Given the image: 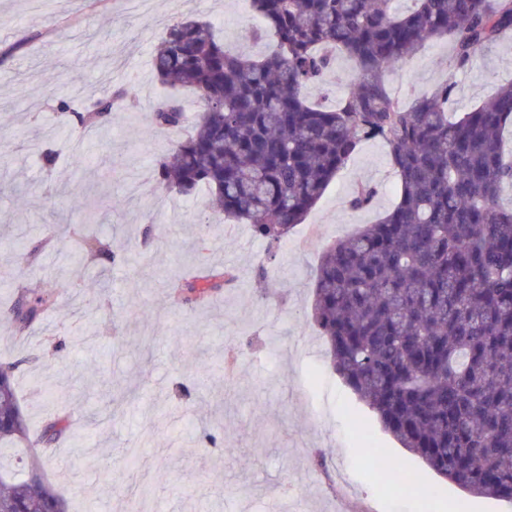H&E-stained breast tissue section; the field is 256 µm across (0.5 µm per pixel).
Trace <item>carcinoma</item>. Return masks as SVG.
Here are the masks:
<instances>
[{"instance_id": "1", "label": "carcinoma", "mask_w": 512, "mask_h": 512, "mask_svg": "<svg viewBox=\"0 0 512 512\" xmlns=\"http://www.w3.org/2000/svg\"><path fill=\"white\" fill-rule=\"evenodd\" d=\"M263 19L250 35L275 48L253 58L231 53L214 26L185 17L154 48L156 77L196 91L191 132L156 162V188L182 196L208 189V207L277 245L303 223L365 140L390 148L399 201L375 224L338 239L314 281L313 318L332 365L396 441L469 495L512 501V160L500 138L512 121V82L467 112L448 111L456 85L404 104L387 72L425 42L453 45L449 67L469 68L490 43L512 32V0H249ZM354 63L351 87L333 109L305 90L322 84L336 54ZM128 87L53 102L67 141L106 126L116 109H138ZM188 121L181 100L159 99L148 127L175 132ZM376 187L348 201L369 207ZM85 212L87 233L71 254L79 265L110 250L92 227L112 214ZM236 274L209 267L172 283L202 301ZM55 309L37 295L10 312L24 340ZM16 363L0 364V445L28 439L16 394ZM369 475L411 491L421 483L384 448H367ZM38 456L0 469V512H64Z\"/></svg>"}]
</instances>
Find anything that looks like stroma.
<instances>
[{
  "instance_id": "1",
  "label": "stroma",
  "mask_w": 512,
  "mask_h": 512,
  "mask_svg": "<svg viewBox=\"0 0 512 512\" xmlns=\"http://www.w3.org/2000/svg\"><path fill=\"white\" fill-rule=\"evenodd\" d=\"M193 15L211 21L233 51L259 20L238 0H0V310L46 291L57 308L19 342L0 323V360L19 361V405L32 436L58 410L73 438L53 443L46 475L70 512H450L461 490L402 448L331 368L311 317L323 250L398 199L390 149L362 142L303 224L268 246L249 225L205 212L206 189L190 197L151 180L172 135L146 132V108L164 94L151 55L165 27ZM453 46L427 43L387 77L402 101L455 82L449 111L480 104L512 81V39L487 45L467 71L449 70ZM129 86L141 109L116 112L108 132H89L73 165L52 108L60 93ZM62 147L54 176L25 143ZM373 205L350 210L359 183ZM123 199L98 231L119 263L71 264L78 241L41 244L46 224H78L102 193ZM163 232L144 240L145 221ZM191 266L230 267L238 280L203 304L168 295ZM93 267V268H94ZM370 443L421 472L423 490L384 488L351 423ZM321 452L333 475L312 468Z\"/></svg>"
}]
</instances>
